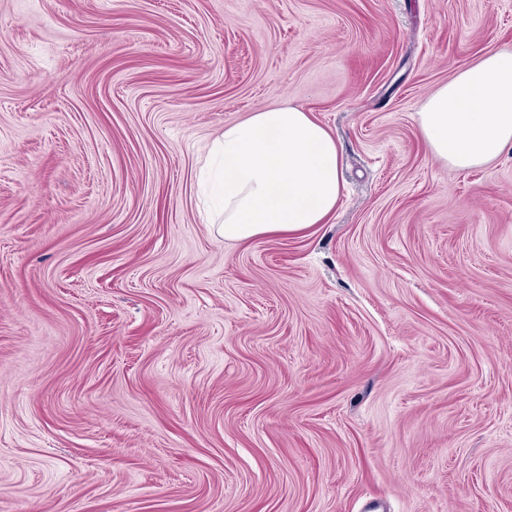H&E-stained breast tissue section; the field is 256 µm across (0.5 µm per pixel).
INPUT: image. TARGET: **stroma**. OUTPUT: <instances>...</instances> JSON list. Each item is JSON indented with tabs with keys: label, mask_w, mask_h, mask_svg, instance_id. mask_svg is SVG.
Returning <instances> with one entry per match:
<instances>
[{
	"label": "stroma",
	"mask_w": 512,
	"mask_h": 512,
	"mask_svg": "<svg viewBox=\"0 0 512 512\" xmlns=\"http://www.w3.org/2000/svg\"><path fill=\"white\" fill-rule=\"evenodd\" d=\"M512 0H0V512H512V149L416 114ZM292 105L344 194L227 242L196 173Z\"/></svg>",
	"instance_id": "stroma-1"
}]
</instances>
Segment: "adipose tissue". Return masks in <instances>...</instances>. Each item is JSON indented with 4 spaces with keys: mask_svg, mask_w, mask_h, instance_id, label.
Instances as JSON below:
<instances>
[{
    "mask_svg": "<svg viewBox=\"0 0 512 512\" xmlns=\"http://www.w3.org/2000/svg\"><path fill=\"white\" fill-rule=\"evenodd\" d=\"M431 155L457 170L512 148V47L496 49L432 92L417 113ZM342 157L331 132L295 106L265 108L226 124L198 179L221 207L225 240L306 238L342 196Z\"/></svg>",
    "mask_w": 512,
    "mask_h": 512,
    "instance_id": "obj_1",
    "label": "adipose tissue"
}]
</instances>
